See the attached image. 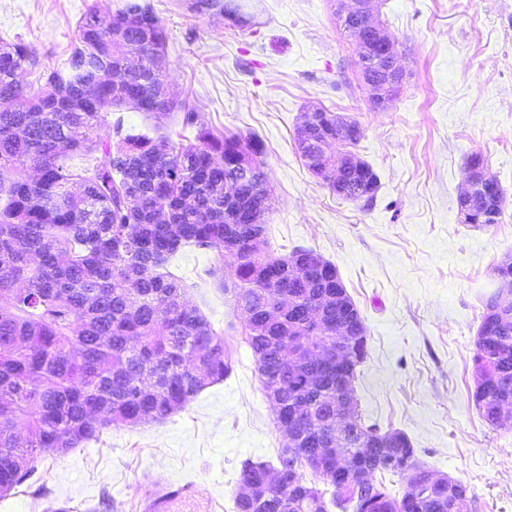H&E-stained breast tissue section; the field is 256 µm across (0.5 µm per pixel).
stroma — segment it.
Here are the masks:
<instances>
[{
  "label": "stroma",
  "mask_w": 512,
  "mask_h": 512,
  "mask_svg": "<svg viewBox=\"0 0 512 512\" xmlns=\"http://www.w3.org/2000/svg\"><path fill=\"white\" fill-rule=\"evenodd\" d=\"M0 0V40H22L46 69L61 66L92 3ZM152 0L179 107L163 121L129 107L96 130L178 140L184 111L215 131L260 141L275 256L310 248L335 265L367 328L354 396L366 423L410 440L419 463L462 482L476 512H512V426L488 424L473 402V355L495 267L512 257V0H379L406 81L374 108L355 43L329 0H259L243 25ZM353 117L356 154L379 177L372 202L337 197L303 164L295 129L310 107ZM505 192L497 223L463 222L458 195L471 155ZM213 256L188 246L171 263L185 298L222 334L234 367L166 419L112 428L100 443L45 456L0 512H141L154 481L195 483L199 512H234L245 460L277 465L287 441L231 296L206 276Z\"/></svg>",
  "instance_id": "35a3bbf8"
}]
</instances>
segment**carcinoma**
Returning a JSON list of instances; mask_svg holds the SVG:
<instances>
[{
  "label": "carcinoma",
  "instance_id": "carcinoma-1",
  "mask_svg": "<svg viewBox=\"0 0 512 512\" xmlns=\"http://www.w3.org/2000/svg\"><path fill=\"white\" fill-rule=\"evenodd\" d=\"M197 14L247 20L242 0H191ZM102 23L92 6L77 25L64 68L39 74V86L19 75L40 60L22 42H0V490L24 484L33 465L57 448L101 441L114 426L166 419L184 409L203 387L193 383L185 356L196 351L211 382L230 376L233 362L224 337L184 301L183 279L169 270L186 246L216 253L205 274L231 293L246 321V341L264 390L288 378L289 425L304 439L280 452L287 478L309 468L330 491L288 496L283 508L254 509L234 499L235 512H327L325 495L353 512H473L475 496L463 484L427 489L410 474L425 466L405 434L393 448L379 447L381 431L356 423L342 438L351 461L334 473L311 445L336 438L321 420L336 396V380L309 367L292 372L269 345L286 339L325 352L314 323L319 308L336 314V282L318 273L300 286L276 265L267 239L257 254L247 244L225 246L232 229L224 193L233 188L239 208L269 210L262 145L216 134L198 112L183 124L195 142L174 145L134 134L118 118L115 139L90 131L112 107L130 106L161 120L177 109L164 67L165 32L153 6L124 0ZM82 159L68 168L65 154ZM346 196L374 199L379 179ZM231 258L224 264V258ZM286 296L302 316L272 319L266 308ZM474 402L492 422L500 403L512 402V302L502 308L491 293L476 332ZM264 462L242 464L238 483L258 482ZM390 472L406 480L402 496L381 483L363 487L359 472Z\"/></svg>",
  "mask_w": 512,
  "mask_h": 512
}]
</instances>
